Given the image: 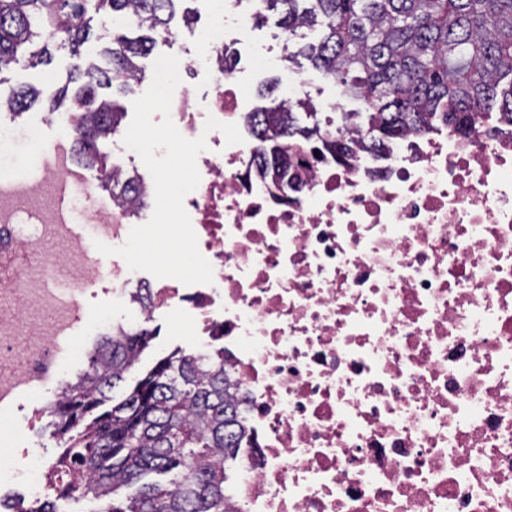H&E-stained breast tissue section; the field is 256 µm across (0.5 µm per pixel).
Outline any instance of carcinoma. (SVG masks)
<instances>
[{
	"label": "carcinoma",
	"instance_id": "1",
	"mask_svg": "<svg viewBox=\"0 0 512 512\" xmlns=\"http://www.w3.org/2000/svg\"><path fill=\"white\" fill-rule=\"evenodd\" d=\"M178 2L0 0V73L24 57L50 63L58 42L81 59L101 12L121 27L106 48L110 67L77 63L69 73L77 84L74 151L100 171L115 199L136 194L140 177L108 167L99 150L125 117L123 105L100 90L134 94L144 78L139 59L168 32ZM269 12L280 15L289 41L320 32L288 59L306 58L368 105L376 149L426 128L438 113L460 131L495 110L512 122V0H259L256 20ZM39 95L20 86L0 102L17 117ZM297 107L305 104L279 102L248 117L265 168L288 170L294 145L318 131L316 123L299 124ZM151 340L147 329L121 328L99 342L87 370L49 410L47 430L61 445L50 493L30 507L14 498L12 512H59L57 503L81 501H101L104 512H232L224 490L247 429L229 393L224 353L176 351L102 409Z\"/></svg>",
	"mask_w": 512,
	"mask_h": 512
}]
</instances>
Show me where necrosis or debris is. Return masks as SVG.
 Listing matches in <instances>:
<instances>
[{
  "label": "necrosis or debris",
  "instance_id": "1",
  "mask_svg": "<svg viewBox=\"0 0 512 512\" xmlns=\"http://www.w3.org/2000/svg\"><path fill=\"white\" fill-rule=\"evenodd\" d=\"M210 3L197 47L179 56L170 115L208 145L184 207L213 283L152 279L90 251L52 188L74 182L77 216L118 247L130 215L151 217L153 182L133 210L103 198L68 166L66 115L49 142L0 113V258H35L0 305L12 365L0 413L59 400L69 362L98 338L166 313L203 351H223L236 385L249 433L229 488L239 512H512V125L487 119L462 135L436 120L377 151L339 119L340 99L321 101L325 127L281 184L243 124L236 65L219 64L250 17L239 0ZM192 74L208 84L200 108ZM210 117L239 125L243 143L206 131ZM97 286L123 321L88 304ZM133 286L149 289L145 303H131ZM23 333L33 345L16 346ZM3 485L43 493L34 449L0 452Z\"/></svg>",
  "mask_w": 512,
  "mask_h": 512
}]
</instances>
